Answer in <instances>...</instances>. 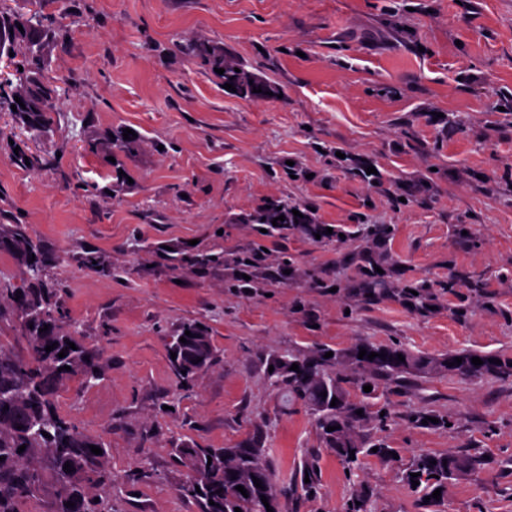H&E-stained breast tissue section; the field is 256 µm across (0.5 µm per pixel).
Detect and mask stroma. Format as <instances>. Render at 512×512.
<instances>
[{"mask_svg": "<svg viewBox=\"0 0 512 512\" xmlns=\"http://www.w3.org/2000/svg\"><path fill=\"white\" fill-rule=\"evenodd\" d=\"M55 24L50 128L0 112V226L25 225L101 371L59 386V412L108 444L112 512H198L177 446L264 449L280 512H512V377L333 369L360 426L399 459L347 474L309 407L271 385L280 355L399 343L444 358L512 356V0H43ZM220 46L271 82L238 98L187 43ZM129 128L108 160L97 138ZM23 142L37 164L15 159ZM376 176H368L367 167ZM302 177H293L294 169ZM324 234L239 223L268 200ZM383 227L376 242L368 231ZM222 252L172 269L168 249ZM384 281L372 285L360 254ZM96 257V267L83 259ZM422 297L410 305L408 288ZM205 327L211 365L187 385L169 343ZM369 381L371 394L360 389ZM384 411L377 421L376 411ZM424 410L452 428L419 426ZM488 458L439 505L402 481L419 455ZM317 491H297L303 462Z\"/></svg>", "mask_w": 512, "mask_h": 512, "instance_id": "35a3bbf8", "label": "stroma"}]
</instances>
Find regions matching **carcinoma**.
<instances>
[{
	"label": "carcinoma",
	"instance_id": "carcinoma-1",
	"mask_svg": "<svg viewBox=\"0 0 512 512\" xmlns=\"http://www.w3.org/2000/svg\"><path fill=\"white\" fill-rule=\"evenodd\" d=\"M207 62L211 68L224 69L221 79L240 87L236 93L241 99L259 101L268 98L273 88L268 83L261 85L262 92H253V85L245 82L247 71L230 54L222 49L209 52ZM20 66L23 70H14L13 77L0 76V110H11L14 96L29 95L47 99L46 105H38L28 112H19L20 120L31 125L48 127L54 122L57 111L55 95L57 86L54 81L44 77V61L37 54L23 53ZM137 138L126 140L123 132L106 136L93 145L94 149L111 151L117 149L129 153ZM301 206L288 199L267 201L259 208L239 217L246 224H270L273 219L283 215L284 223H295L292 210ZM0 249H6L25 267L26 277L23 284L15 286L11 282L0 280V319H9L14 323L20 336L28 343L25 355L17 354L0 342V512H23L22 506L37 497L47 487L55 491L53 512H109V491L101 489L94 493L92 489L103 484L101 464L107 455L106 442L82 431L62 415L55 405L56 387L71 378L84 383L96 379L99 373L94 371L82 345L78 343L76 331L69 329L68 317L62 306L52 300V292L43 280L44 256L41 247L28 236L23 224H13L0 231ZM48 327L43 332L41 328ZM182 331H189L185 351L172 361L176 378L186 380L205 368L214 360V349L207 331L194 322L183 324ZM75 343L76 349L69 348ZM56 344L50 351L46 346ZM377 353V357L358 358L360 350ZM66 351L61 358L59 353ZM327 350H316L308 355H293L276 362L271 375L277 377L288 391V397L300 400L311 408H316L325 399L337 398L336 406L327 409L316 417L318 427L326 444L332 448L343 467L352 472L358 468L361 459L376 455L390 458L394 449L382 442L368 446V442L356 431V423L369 418L364 405L348 401L340 379L329 369L330 359L325 357ZM385 357H380V354ZM403 355L405 361L398 360ZM353 364L367 373H380L399 376L410 373H430L445 370L467 379L508 378L512 377V357H499L500 363L489 362L491 356L477 351L464 350L441 360L418 355L399 344L374 346L359 344L343 354ZM462 363L455 364V358ZM478 357L481 365H474L471 359ZM200 362L193 363V360ZM298 364L299 370H291L292 364ZM70 370H65V367ZM63 371H58V368ZM328 391L327 397L321 392ZM363 410L357 414V410ZM334 426L336 430L327 431ZM48 436H43V433ZM23 452H18L20 446ZM95 445L102 454L95 455L90 446ZM378 451H372V447ZM179 462L195 473L192 479H186L179 492L193 500L199 512H265L261 496L267 495V489L253 484L246 486L247 495L236 490L241 484L236 478V470L260 460L265 461L262 448H203L197 445H185L175 449ZM355 458H350V455ZM436 464H431V461ZM71 464V471L63 470L65 463ZM488 464L486 458L476 455H455L452 453L424 454L417 457L407 469V483L416 480L417 488L423 496L430 497L427 506L432 507L437 500L432 498L436 489L446 492L452 480L460 475ZM417 477H412V474ZM214 504H209V501ZM74 506H66V502Z\"/></svg>",
	"mask_w": 512,
	"mask_h": 512
}]
</instances>
